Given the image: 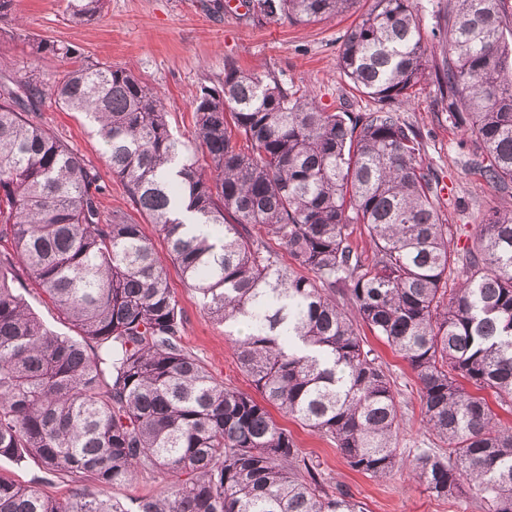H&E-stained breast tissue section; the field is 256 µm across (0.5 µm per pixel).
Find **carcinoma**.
Segmentation results:
<instances>
[{
  "label": "carcinoma",
  "instance_id": "obj_1",
  "mask_svg": "<svg viewBox=\"0 0 512 512\" xmlns=\"http://www.w3.org/2000/svg\"><path fill=\"white\" fill-rule=\"evenodd\" d=\"M356 2L253 0V14L304 24ZM105 3L66 10L83 23ZM436 27L429 45L414 0H372L348 28L340 73L374 101L367 112H326L272 71L229 64L223 94L196 99L188 143L131 70L29 41L32 56L69 66L0 80V458L86 484L58 499L0 477V512H364L298 463L269 405L332 439L357 472L406 467L437 498L466 487L486 512H512V425L485 397L512 414V211L485 215L455 251L420 134L394 108L432 82L448 125L480 149L470 165L511 186L512 6L448 0ZM47 94L93 123L112 174L224 323L263 402L182 347L150 238L121 213L101 218L97 169L37 121ZM30 284L77 338L30 311ZM359 322L416 374L422 422L446 450L397 452L396 396ZM143 472L162 476L157 494L132 509L106 496Z\"/></svg>",
  "mask_w": 512,
  "mask_h": 512
}]
</instances>
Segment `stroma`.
Instances as JSON below:
<instances>
[{"label":"stroma","mask_w":512,"mask_h":512,"mask_svg":"<svg viewBox=\"0 0 512 512\" xmlns=\"http://www.w3.org/2000/svg\"><path fill=\"white\" fill-rule=\"evenodd\" d=\"M213 2L107 0L101 18L77 25L66 11L67 0H15L23 27L18 30L11 21H0V75L30 66L46 74L63 70L60 59H32L28 39L72 44L81 56L130 68L149 87L165 93L171 105L170 129L186 142L193 138L192 116L201 89L220 88L229 63L244 71H275L283 83L306 90L328 112L373 108V101L353 91L339 69L345 32L370 7V0H358L346 14L309 24L257 21L240 0H221L223 7L215 13ZM398 110L421 133L423 161L444 190L442 215L454 231L455 247H466L485 214L512 210V188L489 185L468 168V154L459 147L461 135L445 121L434 85L422 86L412 102ZM39 117L44 127L99 170L105 187L100 197L103 217L122 212L150 235L155 252L166 262L168 285L184 320L182 347L225 386L257 396V388L225 339L223 323L204 310L180 268L168 262L166 240L145 223L122 181L113 176L93 124L79 113L61 110L50 97L45 98ZM359 332L382 363L399 405L401 426L395 440L399 453L410 457L420 449L438 447V440L422 426L419 383L408 363L367 326H360ZM278 422L291 431L300 457L317 465L324 489L330 493L346 489L366 512H483L472 493L439 499L402 470L381 480L353 471L332 440L313 434L294 419L282 416ZM0 477L37 486L58 498L68 497L75 488L67 477L47 479L30 460L0 459Z\"/></svg>","instance_id":"stroma-1"}]
</instances>
